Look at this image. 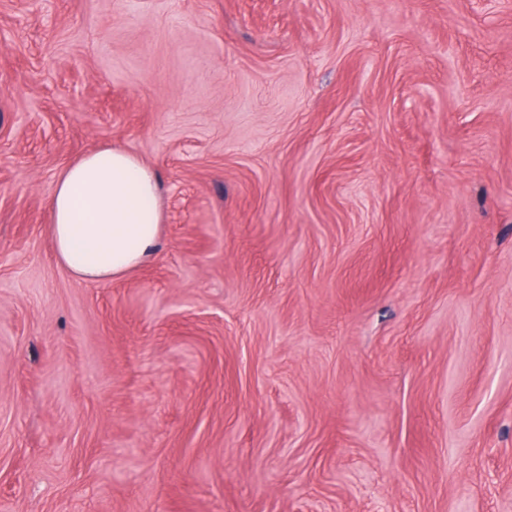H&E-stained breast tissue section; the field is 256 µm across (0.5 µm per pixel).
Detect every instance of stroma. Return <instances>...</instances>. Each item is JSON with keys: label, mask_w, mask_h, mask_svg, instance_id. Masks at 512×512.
I'll list each match as a JSON object with an SVG mask.
<instances>
[{"label": "stroma", "mask_w": 512, "mask_h": 512, "mask_svg": "<svg viewBox=\"0 0 512 512\" xmlns=\"http://www.w3.org/2000/svg\"><path fill=\"white\" fill-rule=\"evenodd\" d=\"M0 512H512V0H0ZM49 211L54 254L80 281L125 276L152 258L161 243L158 177L137 156L112 145L63 168Z\"/></svg>", "instance_id": "35a3bbf8"}]
</instances>
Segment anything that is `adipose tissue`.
<instances>
[{"mask_svg":"<svg viewBox=\"0 0 512 512\" xmlns=\"http://www.w3.org/2000/svg\"><path fill=\"white\" fill-rule=\"evenodd\" d=\"M49 235L75 279L105 281L134 271L161 243L158 177L137 156L105 145L59 173L49 204Z\"/></svg>","mask_w":512,"mask_h":512,"instance_id":"obj_1","label":"adipose tissue"}]
</instances>
